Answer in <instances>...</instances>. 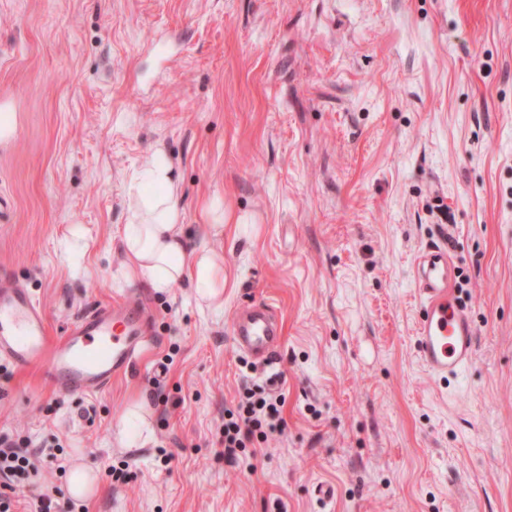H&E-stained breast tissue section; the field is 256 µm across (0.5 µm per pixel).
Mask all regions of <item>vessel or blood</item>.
I'll list each match as a JSON object with an SVG mask.
<instances>
[{
	"label": "vessel or blood",
	"instance_id": "obj_1",
	"mask_svg": "<svg viewBox=\"0 0 512 512\" xmlns=\"http://www.w3.org/2000/svg\"><path fill=\"white\" fill-rule=\"evenodd\" d=\"M454 268L447 246L432 244L420 254L416 280L422 298L416 323L421 363L436 378L458 377L474 361L476 327L452 288ZM235 348L254 364L274 366L283 345L276 308L251 301L230 325ZM155 339L134 300L101 304L51 335L47 313L29 288L0 271V361L40 369L61 393L95 394L134 369Z\"/></svg>",
	"mask_w": 512,
	"mask_h": 512
}]
</instances>
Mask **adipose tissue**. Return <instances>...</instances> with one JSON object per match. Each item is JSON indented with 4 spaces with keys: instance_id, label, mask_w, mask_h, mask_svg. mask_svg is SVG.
<instances>
[{
    "instance_id": "1",
    "label": "adipose tissue",
    "mask_w": 512,
    "mask_h": 512,
    "mask_svg": "<svg viewBox=\"0 0 512 512\" xmlns=\"http://www.w3.org/2000/svg\"><path fill=\"white\" fill-rule=\"evenodd\" d=\"M180 196L172 160L155 149L126 188L128 222L120 237L124 276L157 292L187 279L199 299L211 301L224 292V263L215 252L189 249Z\"/></svg>"
}]
</instances>
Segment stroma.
<instances>
[{"mask_svg": "<svg viewBox=\"0 0 512 512\" xmlns=\"http://www.w3.org/2000/svg\"><path fill=\"white\" fill-rule=\"evenodd\" d=\"M0 110V269L52 335L133 298L158 337L93 397L0 363V438L37 458L13 512H512V0H0ZM159 146L190 247L224 259L221 306L124 282L126 186ZM441 241L477 350L439 382L415 271ZM254 298L283 321L271 368L230 339ZM246 386L284 397L286 428L233 464ZM135 404L151 436L126 448Z\"/></svg>", "mask_w": 512, "mask_h": 512, "instance_id": "1", "label": "stroma"}]
</instances>
